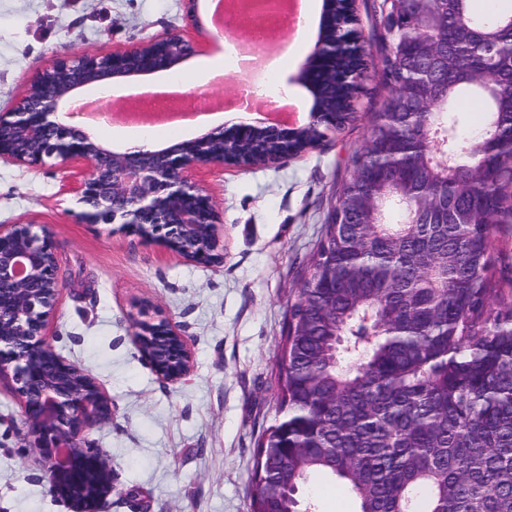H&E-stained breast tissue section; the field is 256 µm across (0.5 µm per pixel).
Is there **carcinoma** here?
Returning <instances> with one entry per match:
<instances>
[{"instance_id": "obj_1", "label": "carcinoma", "mask_w": 512, "mask_h": 512, "mask_svg": "<svg viewBox=\"0 0 512 512\" xmlns=\"http://www.w3.org/2000/svg\"><path fill=\"white\" fill-rule=\"evenodd\" d=\"M379 76L389 94L336 192L309 276L288 312L280 418L258 442L250 512H308L307 479L345 486L358 512H512V280L493 279L490 242L512 224V10L474 0L380 4ZM438 24L417 28V17ZM478 30L474 40L470 31ZM363 38L347 0L323 36ZM448 60L441 73L414 42ZM361 60L336 59L319 91L341 130ZM483 130L462 133L465 103ZM224 142L245 164L301 152Z\"/></svg>"}]
</instances>
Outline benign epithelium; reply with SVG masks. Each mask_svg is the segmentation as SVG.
<instances>
[{
    "label": "benign epithelium",
    "instance_id": "benign-epithelium-1",
    "mask_svg": "<svg viewBox=\"0 0 512 512\" xmlns=\"http://www.w3.org/2000/svg\"><path fill=\"white\" fill-rule=\"evenodd\" d=\"M348 48L343 39L317 41L301 75L314 72ZM198 52L194 39L165 34L102 55L58 58L38 73L8 112L0 113V161L81 168L75 187L86 224H118L157 242L179 257L214 264L224 258V229L213 198L196 183L208 165L237 166L220 148L231 136L290 138L328 121L312 105L304 124L254 119L220 126L192 139L157 148L114 151L73 118L83 92L143 75L175 69ZM33 222L0 225V377L15 384L23 428L20 447L35 448L52 496L71 512H99L114 490L112 467L85 441L92 424L112 419V400L96 378L60 355L48 339L65 284L56 245ZM135 346L166 383L192 368L184 336L159 310L150 320L133 319Z\"/></svg>",
    "mask_w": 512,
    "mask_h": 512
}]
</instances>
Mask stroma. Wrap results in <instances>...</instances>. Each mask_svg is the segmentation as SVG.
<instances>
[{"instance_id": "obj_1", "label": "stroma", "mask_w": 512, "mask_h": 512, "mask_svg": "<svg viewBox=\"0 0 512 512\" xmlns=\"http://www.w3.org/2000/svg\"><path fill=\"white\" fill-rule=\"evenodd\" d=\"M166 33L193 34L201 54L217 41L195 34L183 0H0V112L53 59L102 54ZM245 72L222 84L190 78L183 97L226 102L249 84ZM357 118L301 156L254 168L205 167L198 180L223 218L224 261L206 266L123 232L86 224L54 162H0V224L24 219L57 244L66 282L50 326L58 353L87 368L112 400V419L88 429L107 453L114 491L101 512H250L254 450L277 417L275 393L288 310L324 237L331 201L379 108L368 89ZM159 307L178 325L192 369L171 384L133 344L131 320ZM21 412L10 378H0V512H70L49 492L35 452L19 454ZM317 512H356L346 488L311 477Z\"/></svg>"}]
</instances>
